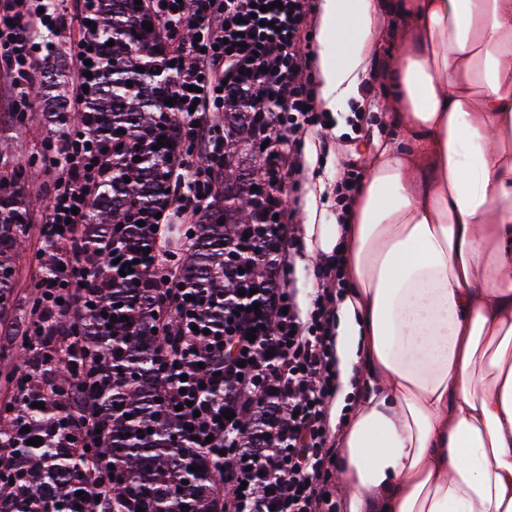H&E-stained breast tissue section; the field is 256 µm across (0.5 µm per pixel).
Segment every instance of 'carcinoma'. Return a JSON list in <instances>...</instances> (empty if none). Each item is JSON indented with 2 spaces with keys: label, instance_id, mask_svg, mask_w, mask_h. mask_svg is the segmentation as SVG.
<instances>
[{
  "label": "carcinoma",
  "instance_id": "1",
  "mask_svg": "<svg viewBox=\"0 0 512 512\" xmlns=\"http://www.w3.org/2000/svg\"><path fill=\"white\" fill-rule=\"evenodd\" d=\"M135 0H99L97 31L101 42L114 41L105 48L102 79L95 94L84 106L83 122L87 129L102 136H118L129 141L138 132L157 124L167 109L166 100L174 95L176 82L163 83L145 77L138 67L154 60L156 43L143 22L132 23ZM58 77L57 89L65 87L68 78V54L59 50L54 57ZM132 86H127V83ZM251 103L237 99L224 113V158L227 167L221 176L220 188L226 196L238 200L233 209L214 216L189 236L173 224L172 239L163 256L175 257L172 274L185 287L206 288L219 296L236 288H251L256 281L272 275L273 262L241 261L237 266L226 262L229 244L241 240L256 219V199L251 184L245 183L240 171L239 148L255 145V121L246 109ZM139 156L135 162L130 156ZM112 168V182L95 197L84 224V236L93 249L98 246L100 228L125 241L127 249L139 252L151 243L138 232L129 217L140 211L148 214L171 186V171L167 154L141 147L131 153H116L103 158ZM131 182L126 183L124 179ZM0 206L10 214V220L0 222V283L8 285L12 265L3 254L20 251L28 233V213L15 200H0ZM141 273L117 279L112 289L96 296L95 307H86L59 327L76 335L74 347L82 378L93 379L86 373L88 363L100 353L113 349L112 381L102 380L90 393L72 390L75 375L57 358L58 351H47L44 364L51 367L49 385L51 398L42 409L27 415L28 425L38 428L48 419L63 415L77 422L100 412L112 413V425L104 440L96 442L94 454L84 462L76 460L69 449L48 439L42 448L19 447L6 443L3 449L11 453L12 481L0 487V499L5 500V512H41L43 503L54 500L63 507L75 506L72 490L83 484L94 490L104 464L110 462L118 475L108 487V495L100 500L90 496L83 512H211L214 473L210 465L200 462L196 453L174 444L179 435L178 419L166 413L158 404L162 398L163 379L158 360L167 355L169 337L154 333L153 312L159 302L152 291H142L139 300L133 288ZM131 307L122 328L111 326L120 308ZM278 412L285 415L284 405L270 401L255 406L243 427L262 431L267 416ZM153 432H148V429ZM188 484H182V481Z\"/></svg>",
  "mask_w": 512,
  "mask_h": 512
}]
</instances>
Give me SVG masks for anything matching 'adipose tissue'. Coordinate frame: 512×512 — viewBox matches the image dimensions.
I'll return each mask as SVG.
<instances>
[{
  "mask_svg": "<svg viewBox=\"0 0 512 512\" xmlns=\"http://www.w3.org/2000/svg\"><path fill=\"white\" fill-rule=\"evenodd\" d=\"M316 68L350 111L383 40L394 140L375 141L344 224L343 512H512V0H320Z\"/></svg>",
  "mask_w": 512,
  "mask_h": 512,
  "instance_id": "1",
  "label": "adipose tissue"
}]
</instances>
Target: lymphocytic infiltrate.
I'll list each match as a JSON object with an SVG mask.
<instances>
[{
    "instance_id": "lymphocytic-infiltrate-1",
    "label": "lymphocytic infiltrate",
    "mask_w": 512,
    "mask_h": 512,
    "mask_svg": "<svg viewBox=\"0 0 512 512\" xmlns=\"http://www.w3.org/2000/svg\"><path fill=\"white\" fill-rule=\"evenodd\" d=\"M166 11L147 5L145 12L158 24L159 59L176 80L170 121L144 131L146 141L170 142L169 152L183 157L206 144L208 151L193 172L176 182L158 207L160 216L143 231L160 241L167 218L181 223L197 221L209 206L212 182L206 172L224 162V132L213 115L230 98L247 97L262 140L267 147L260 173L265 193L259 198L260 234L243 243L246 254L262 253L275 262L280 283L258 293L222 297L204 288H183L166 274L155 253H141L139 268L144 287L154 289L162 308H175L179 328L171 340L178 351L173 364L162 370L170 392L168 407L177 410L184 425L181 441L198 453L215 457L225 445V434L235 429L237 417L249 413L265 396L276 395L288 413L268 434L276 447L259 456L245 449L216 459L215 493L220 512H336L340 488L332 481L338 457L330 438V404L338 392L334 362V322L346 288L345 259L334 253L316 259L312 273L316 288L307 305H300L293 281L295 265L304 259L303 229L296 211L281 188L283 175L303 171L301 139L313 126H324L325 113L315 107L312 54L307 47L314 9L312 0H165ZM96 0H83L75 14L37 0L36 9H20L17 0L0 8V70L15 76V112L32 106L30 69L37 60L35 32L58 33L76 28L78 49L70 78L74 130L62 146H48L45 160L57 168L51 205L31 213L45 240L60 253L57 265L42 276L38 288L43 310L25 332L32 343L55 349L66 341L54 331L57 320L73 317L99 292L111 288L116 259L126 256L121 240L107 238L98 251L85 242L82 226L96 188L108 183L112 171L102 157L108 143L84 135L80 115L93 81L88 62L99 61L94 24ZM193 40L180 39L182 29ZM287 142V152L277 149ZM109 264L104 275H92L99 254ZM223 305L224 325L209 329L202 313ZM33 367L21 369L17 396L10 403L16 421H24L32 403L45 401L46 380ZM233 419H225L226 411ZM109 420L100 416L78 424L49 421L41 438L67 443L73 454H84L97 431Z\"/></svg>"
}]
</instances>
